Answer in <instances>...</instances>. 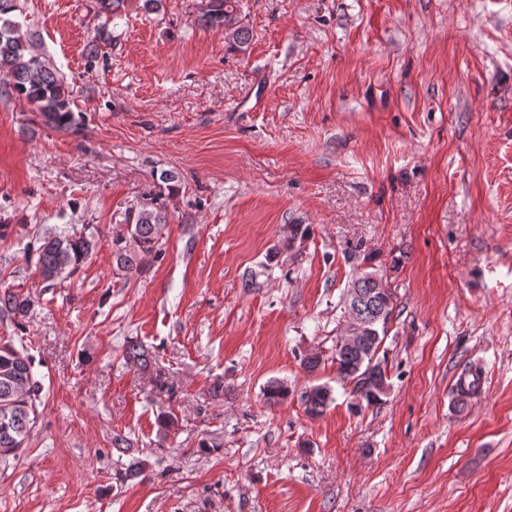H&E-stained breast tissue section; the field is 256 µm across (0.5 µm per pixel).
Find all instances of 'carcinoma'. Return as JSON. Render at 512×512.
<instances>
[{
  "label": "carcinoma",
  "mask_w": 512,
  "mask_h": 512,
  "mask_svg": "<svg viewBox=\"0 0 512 512\" xmlns=\"http://www.w3.org/2000/svg\"><path fill=\"white\" fill-rule=\"evenodd\" d=\"M239 0H208L199 20L215 27L234 26L238 45L247 43V31L237 27ZM18 0H0V95L17 97L34 106V118L60 131L78 128L82 112L76 110L75 92L47 54L41 52L29 31L22 30L13 19ZM112 45L109 23L102 24L87 54L88 66L106 60L99 44ZM126 231L112 238L117 270L126 274L137 270L142 256L157 251L159 240L168 226L166 197L163 191L148 189L141 193L136 206L124 216ZM36 271L45 287L75 274L93 255L97 240L93 235L75 229L46 230L40 238ZM345 312L369 330L368 342L359 347H336L333 361L341 381L353 384L358 401L368 406L382 404L390 385L386 359L378 356L388 333L395 300L383 279L372 272H361L349 285L344 300ZM34 306V299L10 289L0 291V318L16 322L24 319ZM126 365L143 372L154 367L151 352L140 342L128 340L123 349ZM482 372L466 369L458 378L454 393L457 403L465 405L479 394ZM43 386L34 370V360L26 347L0 343V461L19 457L26 446L38 417ZM288 385L272 381L264 390L271 405L288 399ZM334 402L332 389L317 386L303 395L305 412L317 417Z\"/></svg>",
  "instance_id": "cac0c4a2"
}]
</instances>
